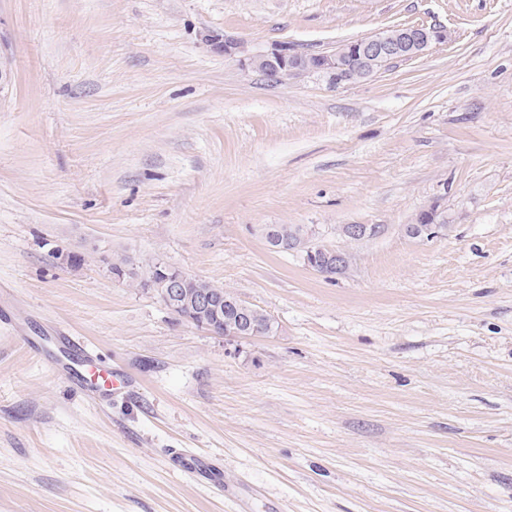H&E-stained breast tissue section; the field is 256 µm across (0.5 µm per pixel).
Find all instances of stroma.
I'll return each mask as SVG.
<instances>
[{
	"label": "stroma",
	"instance_id": "1",
	"mask_svg": "<svg viewBox=\"0 0 512 512\" xmlns=\"http://www.w3.org/2000/svg\"><path fill=\"white\" fill-rule=\"evenodd\" d=\"M416 24L451 38L339 86L201 40ZM436 197L447 231L407 236ZM273 224L381 232L329 278ZM155 257L275 331L224 339L112 273ZM0 310V512H512V0H0ZM20 327L137 388L99 411ZM168 460L175 470L190 475L200 483L224 490L222 472L210 455L184 448H169Z\"/></svg>",
	"mask_w": 512,
	"mask_h": 512
}]
</instances>
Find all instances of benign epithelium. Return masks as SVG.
<instances>
[{
  "instance_id": "benign-epithelium-1",
  "label": "benign epithelium",
  "mask_w": 512,
  "mask_h": 512,
  "mask_svg": "<svg viewBox=\"0 0 512 512\" xmlns=\"http://www.w3.org/2000/svg\"><path fill=\"white\" fill-rule=\"evenodd\" d=\"M448 29L440 25H408L400 28L395 35L383 31L371 36L351 41L348 48L358 57L359 69L353 73L336 61V56L328 54L302 55L286 46H279L268 52L247 55L243 43L226 34H208L206 43L213 50L224 54L226 58H237L245 68H259L274 80H283L290 73L308 71L328 76L333 84L351 82L356 78H366L374 71L388 66L397 60L419 57L431 48L448 42ZM443 213L440 199H434L420 213V238L429 239L441 234L439 216ZM304 263L310 268L341 273L343 255L333 250H324L318 246L308 251ZM182 272L167 267L170 288L164 297V305L182 320L226 339L270 334L275 329L274 321L269 319L262 326L252 324L243 313L232 310L224 316V297L203 295L186 301L181 288ZM223 324L220 329L217 324Z\"/></svg>"
}]
</instances>
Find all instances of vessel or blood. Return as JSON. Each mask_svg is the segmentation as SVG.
Segmentation results:
<instances>
[{"instance_id": "vessel-or-blood-1", "label": "vessel or blood", "mask_w": 512, "mask_h": 512, "mask_svg": "<svg viewBox=\"0 0 512 512\" xmlns=\"http://www.w3.org/2000/svg\"><path fill=\"white\" fill-rule=\"evenodd\" d=\"M24 342L44 359L54 375L67 380L90 404L109 407L115 393L131 386L130 378L124 373L95 370L92 350L77 337L56 331L45 336L25 337ZM168 460L175 470L200 483L217 489L224 486L222 473L208 454L172 448L168 451Z\"/></svg>"}]
</instances>
